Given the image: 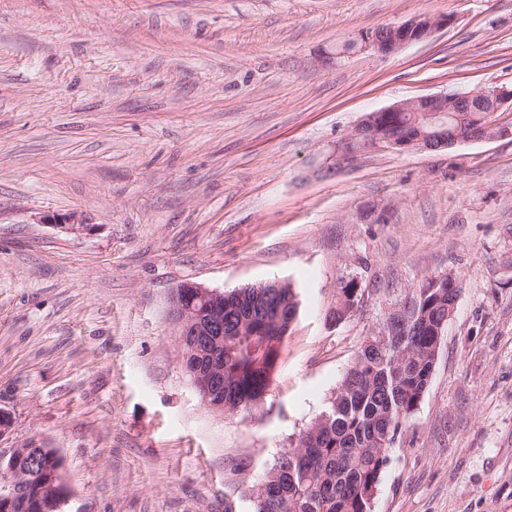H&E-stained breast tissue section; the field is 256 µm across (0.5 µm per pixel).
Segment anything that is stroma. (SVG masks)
I'll use <instances>...</instances> for the list:
<instances>
[{"mask_svg":"<svg viewBox=\"0 0 512 512\" xmlns=\"http://www.w3.org/2000/svg\"><path fill=\"white\" fill-rule=\"evenodd\" d=\"M421 13L453 21L337 52ZM490 88L512 89V0H0V446L60 449L65 512H253L365 338L448 273L455 313L372 512H512V109L504 136L325 169L369 113ZM68 213L84 227L45 221ZM274 281L298 314L266 397L206 409L171 289ZM452 21V16L448 14H418L400 24L378 27L376 32L369 30V33L358 39L361 49L387 56L411 43L428 40L437 30L448 27ZM364 292L365 290L356 279L352 278L350 280L341 281L339 283V287L336 288V324L341 323L347 318V315L349 314L348 310L350 308H352L355 304L358 306L364 295ZM334 307L330 309L328 318Z\"/></svg>","mask_w":512,"mask_h":512,"instance_id":"1","label":"stroma"}]
</instances>
